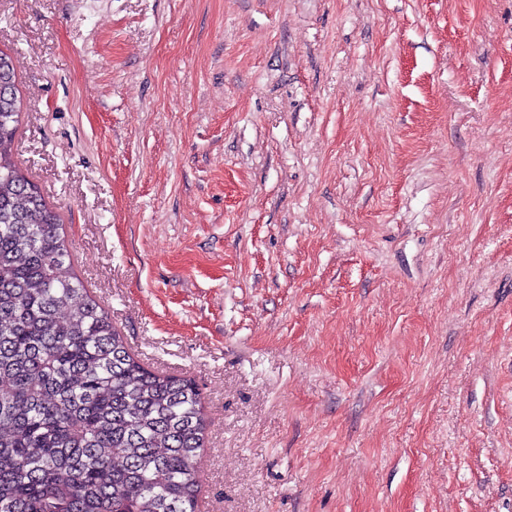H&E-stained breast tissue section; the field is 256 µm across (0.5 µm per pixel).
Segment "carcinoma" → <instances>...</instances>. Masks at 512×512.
Listing matches in <instances>:
<instances>
[{
	"mask_svg": "<svg viewBox=\"0 0 512 512\" xmlns=\"http://www.w3.org/2000/svg\"><path fill=\"white\" fill-rule=\"evenodd\" d=\"M21 114L0 51V512H197L200 392L140 363L76 275L14 161Z\"/></svg>",
	"mask_w": 512,
	"mask_h": 512,
	"instance_id": "cac0c4a2",
	"label": "carcinoma"
}]
</instances>
